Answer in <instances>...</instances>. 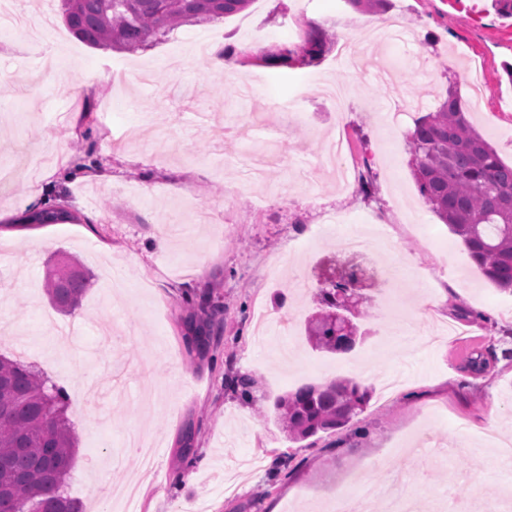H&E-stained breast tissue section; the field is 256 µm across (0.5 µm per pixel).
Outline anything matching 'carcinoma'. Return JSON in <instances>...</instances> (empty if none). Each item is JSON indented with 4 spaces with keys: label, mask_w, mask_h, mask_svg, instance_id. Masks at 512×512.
<instances>
[{
    "label": "carcinoma",
    "mask_w": 512,
    "mask_h": 512,
    "mask_svg": "<svg viewBox=\"0 0 512 512\" xmlns=\"http://www.w3.org/2000/svg\"><path fill=\"white\" fill-rule=\"evenodd\" d=\"M65 23L95 48L134 51L151 45L185 23H207L245 10L251 0H64ZM328 48L323 29L306 30L302 56L290 44L258 46L239 52L244 65L306 67ZM413 176L420 196L458 237L488 282L512 291V165L467 119L455 90L435 111L415 121L406 135ZM78 216L55 205L28 212L27 226L75 223ZM356 273L347 272L334 288L317 293L319 311L305 322L312 349L352 350L362 334L355 322L365 311L345 308L356 292ZM89 276L64 259L53 263L45 292L54 307L75 310ZM489 367L481 351L467 355L465 368L475 374ZM0 512H82L66 490L76 436L63 391L40 370L0 356ZM368 389L353 379L306 384L278 398L277 420L288 436L304 439L344 426L364 410Z\"/></svg>",
    "instance_id": "1"
}]
</instances>
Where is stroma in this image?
I'll return each mask as SVG.
<instances>
[{"label":"stroma","mask_w":512,"mask_h":512,"mask_svg":"<svg viewBox=\"0 0 512 512\" xmlns=\"http://www.w3.org/2000/svg\"><path fill=\"white\" fill-rule=\"evenodd\" d=\"M59 4L28 2L29 24L51 19L42 44L0 31V352L67 393L77 437L68 491L85 512H105L113 487L139 473L126 440L140 430L155 437L156 473L138 512H330L338 486H382L399 472L424 512H482L506 496L512 476L483 436L512 442V294L426 205L405 135L453 85L512 164V18L493 0H390L381 14L347 0H251L112 52L73 36ZM396 16L406 40L368 49L393 69L387 82L346 71L332 49L301 69L217 68L191 44L298 43L311 23L338 40ZM323 79L347 83L344 111L322 98ZM396 102L406 111L386 126ZM340 134L368 160L372 195L356 178L339 189L320 165ZM58 195L79 223L21 227L31 205ZM339 209L349 222L329 223ZM380 222L394 240L375 259L394 278L367 291L366 339L346 353L313 350L304 324L316 288L298 280L328 267L345 234L373 235ZM62 256L92 275L71 314L43 288ZM116 272L128 283L117 296ZM206 294L216 311L201 310ZM190 316L217 327L205 351L185 337ZM476 347L494 354L479 378L462 368ZM241 375L254 380L251 397L234 384ZM342 378L368 388L364 410L338 430L290 438L275 399Z\"/></svg>","instance_id":"1"}]
</instances>
